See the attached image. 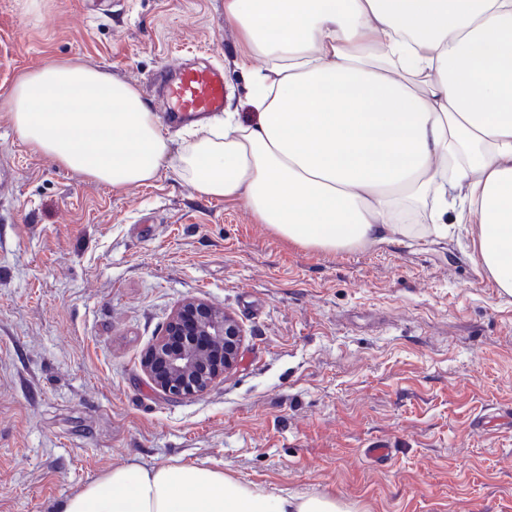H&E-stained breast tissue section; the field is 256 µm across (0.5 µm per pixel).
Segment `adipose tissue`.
<instances>
[{
    "mask_svg": "<svg viewBox=\"0 0 512 512\" xmlns=\"http://www.w3.org/2000/svg\"><path fill=\"white\" fill-rule=\"evenodd\" d=\"M249 113L173 150L138 90L72 59L24 73L10 119L34 151L119 192L169 168L295 245L350 251L475 225L512 296V0H224ZM57 512H355L202 465L116 467Z\"/></svg>",
    "mask_w": 512,
    "mask_h": 512,
    "instance_id": "obj_1",
    "label": "adipose tissue"
}]
</instances>
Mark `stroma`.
Masks as SVG:
<instances>
[{"label":"stroma","mask_w":512,"mask_h":512,"mask_svg":"<svg viewBox=\"0 0 512 512\" xmlns=\"http://www.w3.org/2000/svg\"><path fill=\"white\" fill-rule=\"evenodd\" d=\"M237 43L224 0H0V512L201 462L357 512H512V297L475 265L472 225L307 250L170 170L112 193L10 121L16 80L67 58L154 109L164 66L217 65L244 111ZM189 297L243 338L224 379L175 398L141 359Z\"/></svg>","instance_id":"1"}]
</instances>
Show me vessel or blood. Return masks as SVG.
<instances>
[{"mask_svg":"<svg viewBox=\"0 0 512 512\" xmlns=\"http://www.w3.org/2000/svg\"><path fill=\"white\" fill-rule=\"evenodd\" d=\"M164 111L197 118L223 111L224 71L217 67H182L158 77Z\"/></svg>","mask_w":512,"mask_h":512,"instance_id":"vessel-or-blood-1","label":"vessel or blood"}]
</instances>
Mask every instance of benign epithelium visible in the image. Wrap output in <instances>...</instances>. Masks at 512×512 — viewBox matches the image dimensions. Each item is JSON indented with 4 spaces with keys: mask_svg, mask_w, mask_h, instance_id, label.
Returning <instances> with one entry per match:
<instances>
[{
    "mask_svg": "<svg viewBox=\"0 0 512 512\" xmlns=\"http://www.w3.org/2000/svg\"><path fill=\"white\" fill-rule=\"evenodd\" d=\"M188 336H204L207 342H188ZM241 336L232 316L200 300L187 299L172 313L142 368L159 391L179 398L196 396L236 366Z\"/></svg>",
    "mask_w": 512,
    "mask_h": 512,
    "instance_id": "benign-epithelium-1",
    "label": "benign epithelium"
}]
</instances>
